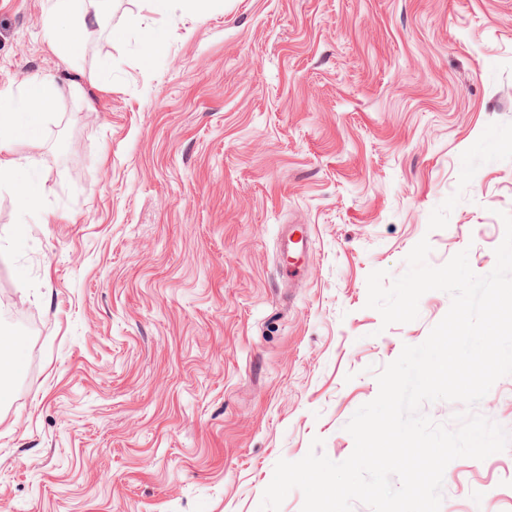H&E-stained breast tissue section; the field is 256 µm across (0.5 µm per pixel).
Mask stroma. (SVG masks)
Listing matches in <instances>:
<instances>
[{"label": "stroma", "instance_id": "stroma-1", "mask_svg": "<svg viewBox=\"0 0 512 512\" xmlns=\"http://www.w3.org/2000/svg\"><path fill=\"white\" fill-rule=\"evenodd\" d=\"M110 0L70 52L49 0H0V91L63 93L0 184V308L32 322L0 397V512H258L279 460H346L377 373L450 308L383 325L367 277L468 251L512 214V0ZM138 15L128 25L129 15ZM124 29L116 40L113 29ZM307 225L288 278L277 248ZM476 413L512 434V375ZM512 512V446L445 469ZM296 232L299 233L297 238H295ZM281 244L283 253L287 252L291 258L288 266L289 272H295L309 263V236L303 228L289 225L288 235L284 236Z\"/></svg>", "mask_w": 512, "mask_h": 512}]
</instances>
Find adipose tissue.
<instances>
[{"instance_id":"ef3b65f1","label":"adipose tissue","mask_w":512,"mask_h":512,"mask_svg":"<svg viewBox=\"0 0 512 512\" xmlns=\"http://www.w3.org/2000/svg\"><path fill=\"white\" fill-rule=\"evenodd\" d=\"M96 0H54L48 18V33L59 50H70L75 31L90 32L98 27L100 13ZM58 88L49 82H34L21 94L0 92V181L15 184L20 207L37 206L42 194L39 178L26 175L21 159L15 158L4 132L35 137L47 110L57 98Z\"/></svg>"}]
</instances>
